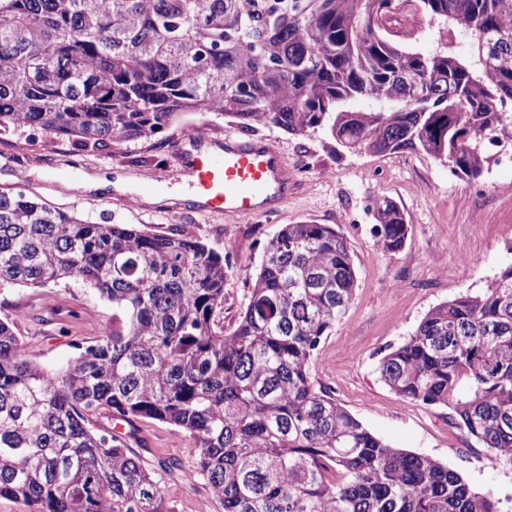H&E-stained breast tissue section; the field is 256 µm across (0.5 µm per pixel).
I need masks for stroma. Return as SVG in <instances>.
<instances>
[{
  "instance_id": "obj_1",
  "label": "stroma",
  "mask_w": 512,
  "mask_h": 512,
  "mask_svg": "<svg viewBox=\"0 0 512 512\" xmlns=\"http://www.w3.org/2000/svg\"><path fill=\"white\" fill-rule=\"evenodd\" d=\"M241 136L228 119L204 112L184 116L154 137L99 149H76L71 141L38 129L0 135V192L23 189L39 202L85 220L132 224L154 233L175 228L219 253H230L224 282V327L232 329L248 301L252 277L266 242L282 225L306 219L329 224L347 239L356 272L353 299L311 364L316 384L372 433L390 446L431 456L459 472L475 491L512 499V463L491 466L487 451L452 421V408L404 399L381 380L382 358L415 331L437 304L479 292L512 264V167L493 165L474 194L471 182L446 165L418 152L369 154L334 151L323 132L294 137L274 127L255 133L273 140L292 167L308 176L279 213L225 221L223 215L197 211L191 204L162 200L130 206L119 193L84 191L73 173L149 178L176 167L181 133ZM26 158L27 179L17 182L14 155ZM335 171L332 179L324 171ZM387 198L398 204L409 226L401 249L377 244L371 206ZM477 256L468 278L457 272L461 255ZM0 317H17L30 357L56 371L96 344L112 322V305L82 280L73 278L44 288L7 290ZM127 445L148 464L176 458L183 476L166 481L177 512H220L208 485L199 478L188 453V438L152 420L137 422Z\"/></svg>"
}]
</instances>
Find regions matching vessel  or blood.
<instances>
[{"mask_svg":"<svg viewBox=\"0 0 512 512\" xmlns=\"http://www.w3.org/2000/svg\"><path fill=\"white\" fill-rule=\"evenodd\" d=\"M176 169L157 182L169 187L188 183L201 210L234 222L278 212L293 188L292 170L270 141H242L227 135L210 138L195 132L180 138Z\"/></svg>","mask_w":512,"mask_h":512,"instance_id":"1","label":"vessel or blood"}]
</instances>
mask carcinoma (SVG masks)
Wrapping results in <instances>:
<instances>
[{
  "instance_id": "obj_1",
  "label": "carcinoma",
  "mask_w": 512,
  "mask_h": 512,
  "mask_svg": "<svg viewBox=\"0 0 512 512\" xmlns=\"http://www.w3.org/2000/svg\"><path fill=\"white\" fill-rule=\"evenodd\" d=\"M474 36L422 51L387 21L402 0H0V134L39 128L86 149L157 135L188 112L322 130L336 148L424 152L478 179L512 141V0H409ZM368 100L357 110L353 102ZM399 250L398 205H372ZM224 256L174 229L92 222L0 192V290L79 278L112 325L65 369L0 319V497L27 512H176L158 472L112 433L150 419L190 441L222 512H500L457 471L393 448L314 384L310 365L355 272L329 224H285L224 332ZM396 394L453 408L512 463V264L431 309L379 364Z\"/></svg>"
}]
</instances>
